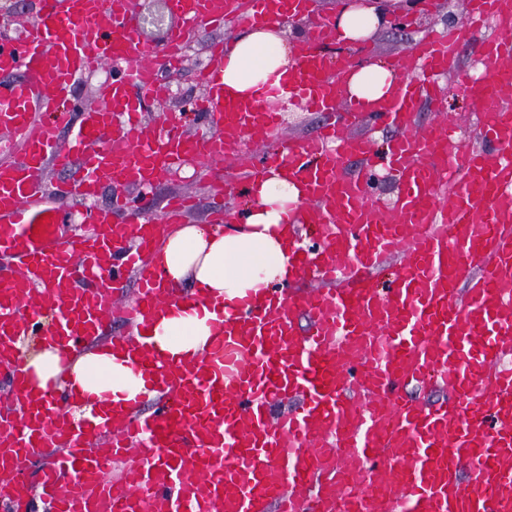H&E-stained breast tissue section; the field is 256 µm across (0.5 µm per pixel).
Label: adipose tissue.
<instances>
[{
  "label": "adipose tissue",
  "instance_id": "ef3b65f1",
  "mask_svg": "<svg viewBox=\"0 0 512 512\" xmlns=\"http://www.w3.org/2000/svg\"><path fill=\"white\" fill-rule=\"evenodd\" d=\"M390 0H339L334 20L337 41L346 46L371 38L389 23ZM297 44L282 25L243 29L224 53V93L233 98L261 99L266 90L294 70ZM349 97L374 107L395 90L398 77L386 64L360 61L346 74ZM243 223L215 230L185 224L169 235L156 257L169 285H191V300L171 306L147 332V341L163 355L189 359L204 349L213 326L207 305H235L238 299L262 297L266 288L287 281L294 272L289 253L300 237L303 195L299 183L272 170L249 184ZM25 368L34 390H51L66 375L75 398L93 396L101 410L116 403L133 405L146 387L132 360L111 344H103L71 360L57 346L41 345L27 356Z\"/></svg>",
  "mask_w": 512,
  "mask_h": 512
}]
</instances>
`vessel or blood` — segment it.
<instances>
[{
  "mask_svg": "<svg viewBox=\"0 0 512 512\" xmlns=\"http://www.w3.org/2000/svg\"><path fill=\"white\" fill-rule=\"evenodd\" d=\"M314 6L170 0L181 22L149 46L131 0H43L25 39L0 34V256L11 261L0 270V379L11 395L0 411V502L12 512H29L36 496L52 512H512V45L483 44L492 71L476 113L496 155L462 153L453 121L411 125L418 99L443 104L435 77L459 46L483 19H512V0H467L464 25L390 60L401 80L374 114L396 130L382 153L346 131L363 110L343 90L325 23L279 91L312 112L344 111L345 122L303 141L279 137L278 113L225 98L217 40L201 75L203 129L188 136L171 119L156 137L132 133L144 100L165 93L159 67L179 68L189 30L223 28L233 13L267 24ZM107 62L120 75L98 85V106L68 105L69 90ZM245 137L260 156L242 155ZM188 155L232 159L245 180L288 169L304 186L311 233L293 255L297 273L319 285L215 309L221 332L199 362L136 346L135 366L163 400L152 412L69 418L64 386L31 395L14 340L53 316L52 340L67 358L112 317L144 332L179 300L149 259L194 197L171 196L157 219L119 224L112 212L130 207L129 186L153 187ZM353 158L362 170L342 177ZM51 167L67 177L49 198ZM380 167L402 185L390 210L373 190ZM106 188L111 207L67 235L61 198ZM395 256L400 269L380 284ZM130 274L137 297L122 305ZM426 382L447 398L426 407L410 397ZM290 397L298 407L272 414ZM102 436L107 448L95 450ZM48 448L52 461L27 477L25 462ZM116 463L128 483L110 481Z\"/></svg>",
  "mask_w": 512,
  "mask_h": 512,
  "instance_id": "b4317fda",
  "label": "vessel or blood"
}]
</instances>
